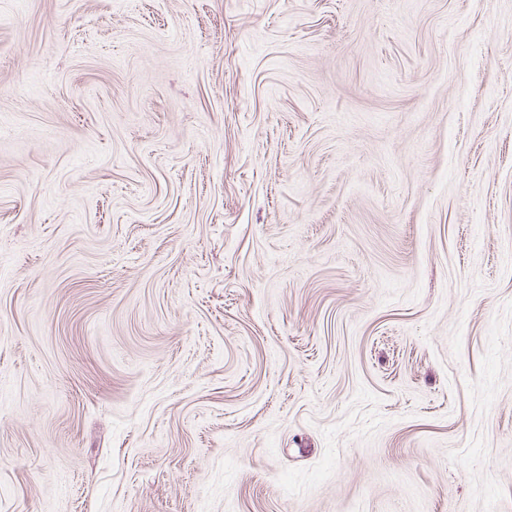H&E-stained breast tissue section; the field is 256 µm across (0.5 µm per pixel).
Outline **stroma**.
I'll return each mask as SVG.
<instances>
[{
    "label": "stroma",
    "instance_id": "stroma-1",
    "mask_svg": "<svg viewBox=\"0 0 512 512\" xmlns=\"http://www.w3.org/2000/svg\"><path fill=\"white\" fill-rule=\"evenodd\" d=\"M0 512H512V0H0Z\"/></svg>",
    "mask_w": 512,
    "mask_h": 512
}]
</instances>
